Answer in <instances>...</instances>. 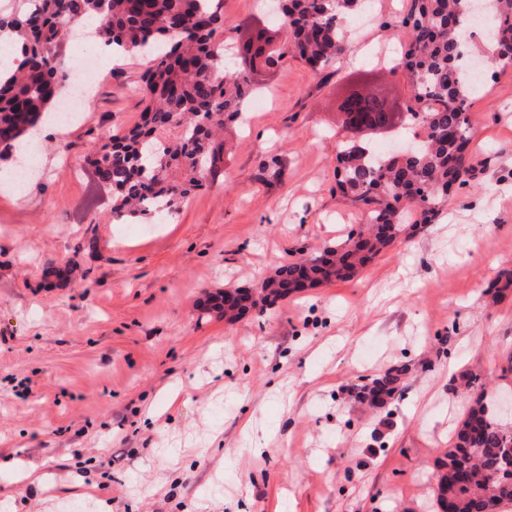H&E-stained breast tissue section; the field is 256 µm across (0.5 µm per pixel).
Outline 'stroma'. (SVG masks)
<instances>
[{"mask_svg": "<svg viewBox=\"0 0 512 512\" xmlns=\"http://www.w3.org/2000/svg\"><path fill=\"white\" fill-rule=\"evenodd\" d=\"M223 0L224 36L277 27ZM408 0L349 19L363 41L323 73L254 75L222 174L158 224L115 219L85 159L140 116L147 57L101 59L78 122L43 128L24 192L0 185V512H434L433 474L477 379L512 387V66L470 112L469 183L356 277L228 324L201 311L363 222L336 185V101L374 71L401 102ZM283 170L258 180L260 162ZM382 407L357 394L388 371Z\"/></svg>", "mask_w": 512, "mask_h": 512, "instance_id": "35a3bbf8", "label": "stroma"}]
</instances>
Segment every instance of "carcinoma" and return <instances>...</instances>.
Returning <instances> with one entry per match:
<instances>
[{"label":"carcinoma","mask_w":512,"mask_h":512,"mask_svg":"<svg viewBox=\"0 0 512 512\" xmlns=\"http://www.w3.org/2000/svg\"><path fill=\"white\" fill-rule=\"evenodd\" d=\"M368 0H281V46L265 52L245 47L273 66L288 57L321 73L345 56L344 16L366 10ZM494 49L489 68L512 65V0H489ZM475 20L473 0H410L401 26L408 33L397 67L413 89L407 118L423 129L416 153L375 160L352 141L336 146L337 185L367 220L345 239L303 253L264 278L261 290L284 299L300 281L314 288L345 281L371 263L407 229L430 224L448 205L451 191L471 173L465 146L471 141L468 101L472 69L461 59L466 27ZM85 28L115 48L151 58L135 93L140 122L122 135H104L87 161L99 181L112 186L117 218L172 213L191 192L212 184L223 144L217 136L229 122L244 121L257 88L256 67L230 71L224 59L243 62L238 46L224 45L221 0H35L34 7L0 15L21 46V57L0 75V159L13 156L59 107L68 72L54 56L66 33ZM405 370L375 380L369 394L398 388ZM437 512H497L512 502V428L507 429L483 392L473 397L452 447L435 475Z\"/></svg>","instance_id":"obj_1"}]
</instances>
